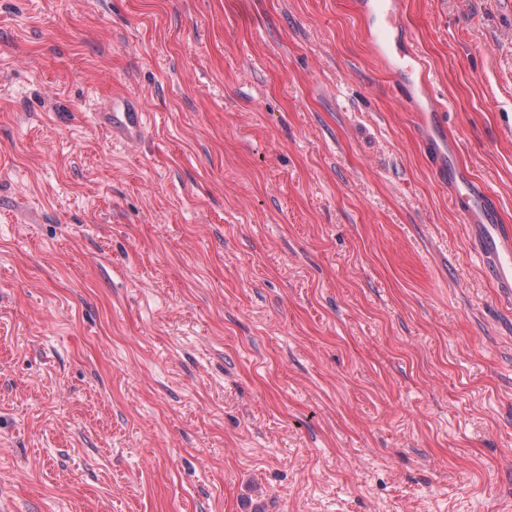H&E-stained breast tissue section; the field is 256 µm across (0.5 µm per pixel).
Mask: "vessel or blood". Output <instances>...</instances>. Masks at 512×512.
<instances>
[{
	"mask_svg": "<svg viewBox=\"0 0 512 512\" xmlns=\"http://www.w3.org/2000/svg\"><path fill=\"white\" fill-rule=\"evenodd\" d=\"M365 22L364 35L395 85L406 87L424 126L423 147L436 163L439 178L454 185L452 201L469 225L475 251L486 276L507 297H512V227L500 223L498 211L485 183L472 179L452 165L460 146L448 139L435 119L441 110L427 64L405 33L403 0H356ZM97 123L113 139L133 142L146 131L145 112L135 100L104 104Z\"/></svg>",
	"mask_w": 512,
	"mask_h": 512,
	"instance_id": "1",
	"label": "vessel or blood"
}]
</instances>
